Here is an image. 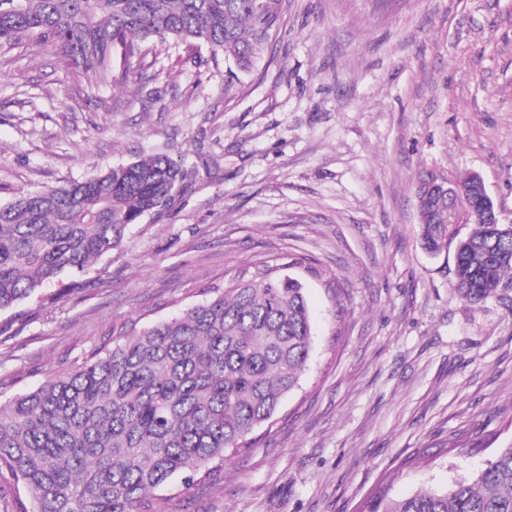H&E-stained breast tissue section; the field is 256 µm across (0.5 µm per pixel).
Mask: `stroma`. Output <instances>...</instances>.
Returning a JSON list of instances; mask_svg holds the SVG:
<instances>
[{
    "mask_svg": "<svg viewBox=\"0 0 512 512\" xmlns=\"http://www.w3.org/2000/svg\"><path fill=\"white\" fill-rule=\"evenodd\" d=\"M206 47L71 92L50 46H0V205L154 153L190 176L80 281L0 312V394L201 302L259 260L306 286L314 345L272 427L176 512H362L447 490L512 444V285L474 305L420 240L415 181L480 174L512 224V0H282L225 93Z\"/></svg>",
    "mask_w": 512,
    "mask_h": 512,
    "instance_id": "35a3bbf8",
    "label": "stroma"
}]
</instances>
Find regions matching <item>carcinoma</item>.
<instances>
[{"instance_id": "obj_1", "label": "carcinoma", "mask_w": 512, "mask_h": 512, "mask_svg": "<svg viewBox=\"0 0 512 512\" xmlns=\"http://www.w3.org/2000/svg\"><path fill=\"white\" fill-rule=\"evenodd\" d=\"M280 18L281 0H0V43L57 48L74 93L88 99L118 61L171 40L204 45L238 68L229 90ZM187 176L158 153L0 205V311L63 274L84 275L129 226L170 205ZM466 208L422 196L420 241L429 253L454 249L457 288L477 303L512 280V224L471 217L461 237L448 210ZM286 270L260 261L176 317L114 326L82 360L0 401V471L32 503L16 512H173L163 491L174 479L188 488L247 447L310 353L305 287ZM368 512H512V444L445 492L380 498Z\"/></svg>"}]
</instances>
